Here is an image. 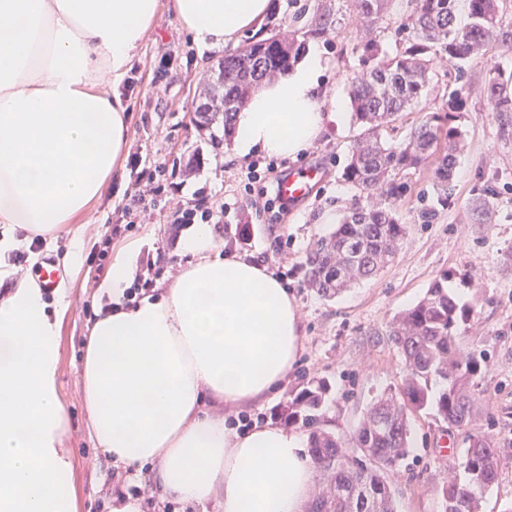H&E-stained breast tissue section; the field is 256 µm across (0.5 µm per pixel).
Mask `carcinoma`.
<instances>
[{"instance_id":"carcinoma-1","label":"carcinoma","mask_w":512,"mask_h":512,"mask_svg":"<svg viewBox=\"0 0 512 512\" xmlns=\"http://www.w3.org/2000/svg\"><path fill=\"white\" fill-rule=\"evenodd\" d=\"M397 2L398 17L390 33L399 38V51L380 56L373 37ZM365 27L360 37L362 74L348 83L355 123L362 128L342 171L344 181L359 190L353 206L336 230L316 241L305 258L308 287L325 299L375 278L398 254L407 235L397 212L411 186L406 175L434 167L433 195L420 211L431 224L453 202L457 154L466 132L453 124L467 107L464 84L448 91L441 108L429 113L403 139L397 130L402 114L418 103L424 89L437 78L433 60L446 56L455 63L456 79L467 65L495 48L512 49V0H468L469 23L457 24L456 0H343ZM301 35L248 38L234 53L224 56V112L196 110L201 128L220 124L224 139L232 137L234 118L249 93L265 80L293 67L305 50L306 38L340 30L330 0H314L298 7L292 21L306 15ZM489 99L496 111L512 112V74L497 69L489 74ZM494 209L491 189L473 197V212L487 223ZM472 314L448 290V274L436 277L423 298L398 313L390 331L392 342L406 365L401 396L379 395L363 413L350 435H336L320 427L326 386L311 384L294 394L282 412L290 425H301L308 435V455L323 482L308 512H396L395 491L383 468L404 459L411 447L410 415L433 410L450 427L469 425L478 409L472 388L486 361L463 355L455 331ZM464 479L452 476L443 487L444 512H480L481 501L498 478L496 441L482 433L469 435L461 462Z\"/></svg>"}]
</instances>
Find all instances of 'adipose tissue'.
<instances>
[{
	"label": "adipose tissue",
	"mask_w": 512,
	"mask_h": 512,
	"mask_svg": "<svg viewBox=\"0 0 512 512\" xmlns=\"http://www.w3.org/2000/svg\"><path fill=\"white\" fill-rule=\"evenodd\" d=\"M159 0H0V512H78L64 446L59 311L45 288L10 263L21 241L68 235L69 265L83 247L75 223L97 202L129 147L119 93L153 25ZM203 48L258 32L270 0H168ZM326 62L308 51L266 83L235 121L233 152L292 158L343 112L321 110ZM109 74L103 85L101 74ZM130 242L116 253L112 306L89 329L79 372L89 432L125 471L149 468L158 496L215 512H303L314 480L306 438L272 422L245 430L226 410L272 399L302 346L287 288L265 265L222 253L211 225H195L158 294L125 299Z\"/></svg>",
	"instance_id": "obj_1"
}]
</instances>
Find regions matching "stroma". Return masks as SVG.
Instances as JSON below:
<instances>
[{
    "instance_id": "35a3bbf8",
    "label": "stroma",
    "mask_w": 512,
    "mask_h": 512,
    "mask_svg": "<svg viewBox=\"0 0 512 512\" xmlns=\"http://www.w3.org/2000/svg\"><path fill=\"white\" fill-rule=\"evenodd\" d=\"M341 27L340 34L316 41L327 61L320 77L326 112L333 111L335 104H348V79L362 70L355 15L342 14ZM168 50L173 57L168 67H160V57ZM224 51L201 49L167 9L159 10L133 58L139 72L133 92L125 96L129 148L99 201L81 218L80 263L63 267L66 244L61 241L39 245L40 261L28 268L31 275H38L41 260L51 259L68 286L59 367L61 395L70 415L64 444L73 460L79 512H109L99 501L113 465L89 435L78 374L99 286L116 250L126 241L142 239L136 273L153 270L157 284L168 283L181 254V241L190 230L186 224L178 228L170 224L171 208L190 200L212 204L243 199L272 187L264 177L247 181V162L230 158L231 145L224 140L222 126L201 130L194 123L199 97ZM495 68L512 72V49H494L467 67V110L460 119L466 146L455 166L452 204L436 223H419L417 211L424 204V193L432 189L433 169L427 166L410 173L412 191L398 205L409 233L395 261L376 278L330 300L304 284L307 252L334 231L357 195L341 177L361 132L353 123L328 124L320 138L293 160L255 153L260 166H274L281 174L318 167L322 180L308 198L290 205L282 220H275L267 210L242 215L250 231L249 243L226 237L223 225L215 227L225 249L251 259L272 255L278 240L288 242L287 274L282 281L302 319L303 349L284 390L254 408V415L265 420H277L279 410L303 386L323 381L329 387L324 429L352 430L376 396L402 389L405 364L389 336L393 317L417 303L442 273L447 274L448 286L460 303L474 307L473 316L457 330V342L464 351L487 359L475 386L478 413L464 429L448 427L427 411L412 414L410 453L385 470L396 490L397 512H444L442 487L461 461L469 434L476 432L492 435L499 444L498 481L484 495L481 512H512V272L504 264L512 252V124H502L487 97L488 74ZM159 162L166 165L171 188L151 223L129 225L120 236H113L112 227L121 218L126 194L133 190L136 170ZM480 185L492 186L495 193L489 224L474 223L471 217L473 190Z\"/></svg>"
}]
</instances>
